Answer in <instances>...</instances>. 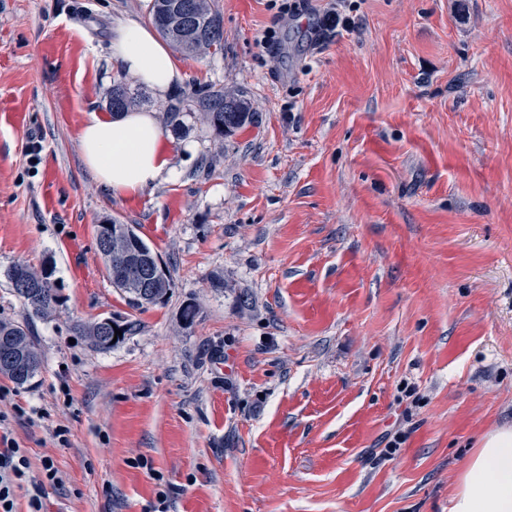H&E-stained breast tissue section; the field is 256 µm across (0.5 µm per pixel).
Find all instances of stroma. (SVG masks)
<instances>
[{
  "label": "stroma",
  "mask_w": 512,
  "mask_h": 512,
  "mask_svg": "<svg viewBox=\"0 0 512 512\" xmlns=\"http://www.w3.org/2000/svg\"><path fill=\"white\" fill-rule=\"evenodd\" d=\"M149 2L0 0V110L24 117L0 125V320L24 316L14 263L60 297L37 375H0V435L31 463L15 512L36 492L41 512H449L512 426V0H347L356 29L323 41L325 0L291 20L213 0L224 50L180 56L181 88L254 122L186 116L177 176L117 199L78 135L123 75L113 27ZM106 220L157 254L164 301L113 287ZM105 317L137 328L96 349L78 328ZM47 461L62 482L35 491ZM188 110L202 112L204 121L219 138L253 123L248 102L232 99L213 84L175 95L165 107V127L175 135L186 133L184 117Z\"/></svg>",
  "instance_id": "stroma-1"
}]
</instances>
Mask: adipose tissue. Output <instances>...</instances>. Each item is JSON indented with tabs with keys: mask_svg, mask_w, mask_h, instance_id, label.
<instances>
[{
	"mask_svg": "<svg viewBox=\"0 0 512 512\" xmlns=\"http://www.w3.org/2000/svg\"><path fill=\"white\" fill-rule=\"evenodd\" d=\"M110 54L160 99L186 78L169 47L143 22L117 24ZM79 145L85 166L116 198L140 196L175 174L165 131L149 110L91 115L80 130ZM450 512H512V427L482 437L459 477Z\"/></svg>",
	"mask_w": 512,
	"mask_h": 512,
	"instance_id": "1",
	"label": "adipose tissue"
}]
</instances>
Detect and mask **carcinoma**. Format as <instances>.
Wrapping results in <instances>:
<instances>
[{
	"label": "carcinoma",
	"instance_id": "1",
	"mask_svg": "<svg viewBox=\"0 0 512 512\" xmlns=\"http://www.w3.org/2000/svg\"><path fill=\"white\" fill-rule=\"evenodd\" d=\"M166 0H151L149 5V20L155 26L160 35L170 43L179 53L186 56H200L205 50L214 49V53L223 50L222 42L224 33L221 26L220 13L215 9L212 0H187L193 5L198 19L197 38L201 50L179 41L169 34L162 24V7ZM123 91L128 99L124 109H135L146 103V99L139 91L131 88L124 81L115 83L111 94ZM193 110L203 114V119L213 131L214 135L222 138L233 134L244 126L253 123L254 113L250 112L248 102L243 99L234 100L224 93V89L211 84L205 87L192 88L188 92H182L174 96L165 107V127L176 135L186 133L184 117L187 111ZM112 284L120 291L128 295L130 302L136 307L146 304H155L162 301L171 288V281L165 271L150 270L144 277L141 272L134 270L125 277L116 275L113 271L112 261H106ZM31 273L39 272L44 277V286L36 293H30L29 289L20 287L19 279L22 271ZM51 273L43 268L38 270L25 263H16L6 271V278L16 295L22 299L24 305L23 322L0 321V336L12 339L19 346L21 355L13 364H1L0 375L11 379L21 386L32 379L41 366V358L31 337L30 323L35 317L49 316L59 303L56 288L50 280ZM135 327V323L124 325L117 320H111V325L105 327L95 322L85 328L83 332L89 336L93 346L99 349L112 347V336L119 330L127 334Z\"/></svg>",
	"mask_w": 512,
	"mask_h": 512
}]
</instances>
